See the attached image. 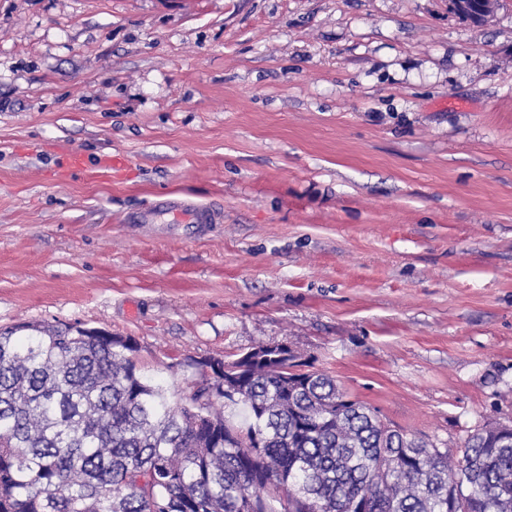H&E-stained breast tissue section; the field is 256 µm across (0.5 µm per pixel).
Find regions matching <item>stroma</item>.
Here are the masks:
<instances>
[{
    "mask_svg": "<svg viewBox=\"0 0 512 512\" xmlns=\"http://www.w3.org/2000/svg\"><path fill=\"white\" fill-rule=\"evenodd\" d=\"M62 322L174 403L285 343L438 448L512 425V0H0V328ZM500 0H448V7L469 17V21L487 20L499 6ZM221 220L220 211L171 201L153 202L133 217L137 224H219Z\"/></svg>",
    "mask_w": 512,
    "mask_h": 512,
    "instance_id": "stroma-1",
    "label": "stroma"
}]
</instances>
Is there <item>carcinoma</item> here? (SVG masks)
Masks as SVG:
<instances>
[{"mask_svg":"<svg viewBox=\"0 0 512 512\" xmlns=\"http://www.w3.org/2000/svg\"><path fill=\"white\" fill-rule=\"evenodd\" d=\"M130 336L0 329V512H512V429L448 451L318 371L211 359L173 404ZM245 421L224 419V402Z\"/></svg>","mask_w":512,"mask_h":512,"instance_id":"1","label":"carcinoma"}]
</instances>
